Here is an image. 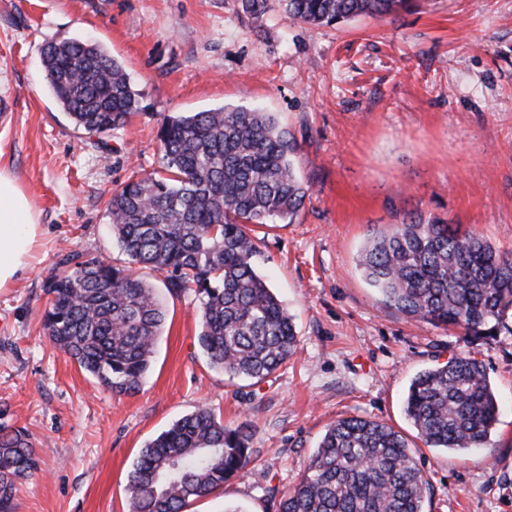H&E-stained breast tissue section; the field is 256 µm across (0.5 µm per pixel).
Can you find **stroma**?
Instances as JSON below:
<instances>
[{"label": "stroma", "instance_id": "35a3bbf8", "mask_svg": "<svg viewBox=\"0 0 512 512\" xmlns=\"http://www.w3.org/2000/svg\"><path fill=\"white\" fill-rule=\"evenodd\" d=\"M103 44L141 110L117 134L75 129L41 61L51 41ZM244 105L274 113L311 191L296 221L259 228L257 269L295 317L297 350L272 376L232 379L196 335L197 302L147 272L167 310L139 393L116 396L43 329L47 277L67 254L124 264L113 190L159 166L164 116ZM0 170L39 216L34 258L0 288V408L40 458L17 512H125L140 449L198 405L253 424L255 460L185 512H275L327 427L362 416L404 435L429 483L424 512H512V316L468 342L379 303L358 256L375 231L435 217L512 253V0H416L381 19L291 24L280 0H0ZM468 354L499 404L483 448L424 447L403 412L420 371Z\"/></svg>", "mask_w": 512, "mask_h": 512}]
</instances>
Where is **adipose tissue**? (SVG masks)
<instances>
[{
  "label": "adipose tissue",
  "instance_id": "adipose-tissue-1",
  "mask_svg": "<svg viewBox=\"0 0 512 512\" xmlns=\"http://www.w3.org/2000/svg\"><path fill=\"white\" fill-rule=\"evenodd\" d=\"M38 234L37 216L27 195L0 170V288L28 266Z\"/></svg>",
  "mask_w": 512,
  "mask_h": 512
}]
</instances>
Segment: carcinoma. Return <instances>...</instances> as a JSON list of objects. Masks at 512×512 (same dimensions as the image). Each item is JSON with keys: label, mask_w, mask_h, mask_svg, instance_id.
Masks as SVG:
<instances>
[{"label": "carcinoma", "mask_w": 512, "mask_h": 512, "mask_svg": "<svg viewBox=\"0 0 512 512\" xmlns=\"http://www.w3.org/2000/svg\"><path fill=\"white\" fill-rule=\"evenodd\" d=\"M292 23L383 18L412 0H281ZM62 109L89 134L124 128L139 110L124 67L99 44L73 38L42 51ZM159 169L112 194V231L127 265L69 254L44 283L43 324L54 346L114 395L139 392L166 310L139 275L166 274L172 294L197 301V343L230 377L261 381L297 348L294 318L254 264L253 225L292 224L310 187L297 144L269 112L242 105L164 117ZM359 266L379 302L464 335L494 336L512 311V253L450 224L412 216L368 238ZM404 412L427 448L466 451L487 442L498 405L486 370L467 355L412 381ZM250 427L200 406L141 448L128 475V512H183L250 464ZM39 471L25 430L0 414V512H17L16 484ZM428 483L408 443L386 423L330 424L293 492L276 512H423Z\"/></svg>", "instance_id": "obj_1"}]
</instances>
